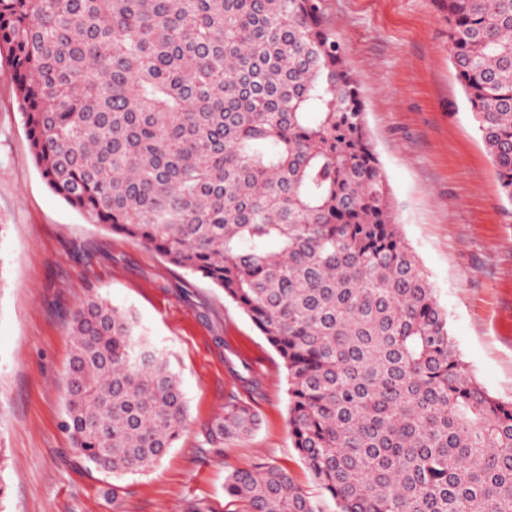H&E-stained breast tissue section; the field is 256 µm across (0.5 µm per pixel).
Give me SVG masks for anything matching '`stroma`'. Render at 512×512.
Segmentation results:
<instances>
[{"mask_svg":"<svg viewBox=\"0 0 512 512\" xmlns=\"http://www.w3.org/2000/svg\"><path fill=\"white\" fill-rule=\"evenodd\" d=\"M324 19L346 47L390 206L448 313L460 360L511 401L512 203L448 60L444 17L435 0H324ZM91 295L135 311L181 380L188 422L144 473L88 469L65 427L70 318ZM231 398L248 403L259 426L243 441L210 440ZM288 402L281 358L221 289L90 223L48 187L0 60V507L234 512L226 476L263 461L334 512L292 446Z\"/></svg>","mask_w":512,"mask_h":512,"instance_id":"1","label":"stroma"}]
</instances>
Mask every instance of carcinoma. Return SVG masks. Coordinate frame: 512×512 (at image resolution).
I'll return each mask as SVG.
<instances>
[{"instance_id": "obj_1", "label": "carcinoma", "mask_w": 512, "mask_h": 512, "mask_svg": "<svg viewBox=\"0 0 512 512\" xmlns=\"http://www.w3.org/2000/svg\"><path fill=\"white\" fill-rule=\"evenodd\" d=\"M436 3L512 203V0ZM3 51L48 186L222 289L276 350L293 447L336 512H512V401L458 357L320 0H0ZM70 334L74 448L102 474L150 470L187 423L178 374L101 296ZM257 426L231 399L208 435ZM224 491L243 512H323L268 463Z\"/></svg>"}]
</instances>
